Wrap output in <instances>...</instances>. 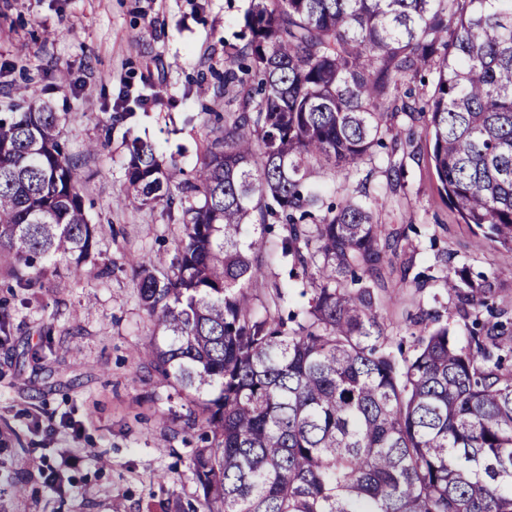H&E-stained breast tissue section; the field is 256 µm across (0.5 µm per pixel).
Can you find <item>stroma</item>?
<instances>
[{
	"instance_id": "obj_1",
	"label": "stroma",
	"mask_w": 512,
	"mask_h": 512,
	"mask_svg": "<svg viewBox=\"0 0 512 512\" xmlns=\"http://www.w3.org/2000/svg\"><path fill=\"white\" fill-rule=\"evenodd\" d=\"M252 0H0V104H50L65 114L62 140L76 163L90 223L102 233L83 274L65 261L28 269L35 288L14 287L0 268V512H173L199 498L189 466L188 407L172 385L143 367L135 351L154 332L138 295L134 256L173 258L182 238L178 213L165 204H119L125 193L126 136L153 143L184 171L202 160L213 124L201 114L200 81L215 111L238 108L216 80L224 48L238 43ZM160 83L163 105L136 107L113 125V113L134 104L147 82ZM422 128L396 122L373 158L350 172L326 168L312 179L326 201L346 194L385 197L377 216L406 232L423 287L401 282L398 264L383 266L377 314L391 344L438 317L464 335L459 301L442 284L446 263L486 276L496 303L512 311V262L497 245L459 223L437 190ZM400 164L405 186L390 191L386 169ZM267 262L255 292L272 285L290 296L282 312L300 311L309 288L264 236ZM71 462L55 481L40 467L59 449Z\"/></svg>"
}]
</instances>
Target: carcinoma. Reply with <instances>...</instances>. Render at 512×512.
Here are the masks:
<instances>
[{"instance_id":"cac0c4a2","label":"carcinoma","mask_w":512,"mask_h":512,"mask_svg":"<svg viewBox=\"0 0 512 512\" xmlns=\"http://www.w3.org/2000/svg\"><path fill=\"white\" fill-rule=\"evenodd\" d=\"M249 37L224 50L239 109L193 178L155 145L126 141L130 199L181 211L170 266L131 258L156 332L138 353L202 430L189 460L203 512H512V323L489 281L462 270L444 286L494 321L468 345L448 326L387 342L384 260L414 266L373 204L326 203L315 167L352 169L400 118L431 135L439 192L512 260V0H257ZM435 70L424 102L399 87ZM63 116L47 104L0 112V260L59 258L79 271L89 222ZM279 224L281 257L310 275L308 307L279 314L288 289L263 276L257 226Z\"/></svg>"}]
</instances>
